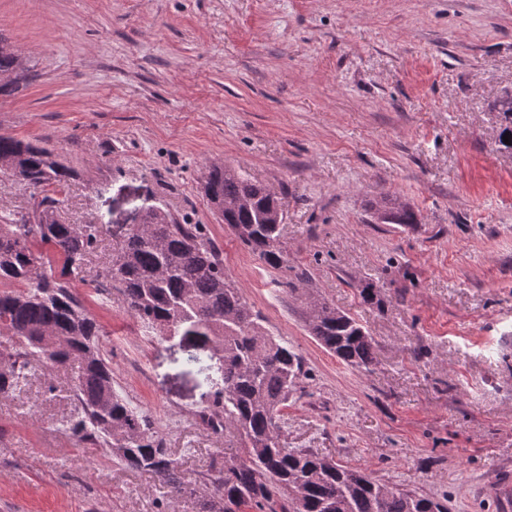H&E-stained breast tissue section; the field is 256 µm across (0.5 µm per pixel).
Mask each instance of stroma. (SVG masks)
<instances>
[{
    "mask_svg": "<svg viewBox=\"0 0 512 512\" xmlns=\"http://www.w3.org/2000/svg\"><path fill=\"white\" fill-rule=\"evenodd\" d=\"M30 76L0 97V134L52 150L65 182L0 176V220L49 195L66 224H108L73 282L116 390L164 435L196 493L225 452L199 420L210 389L180 338L95 292L115 238L152 209L198 224L266 331L300 355L281 409L292 448L333 456L447 512H503L512 473V153L493 103L512 93V0H0ZM280 198L288 270L212 210L211 164ZM418 224L380 223L384 196ZM294 286H287V279ZM380 303H364L361 281ZM356 318L370 370L306 328V298ZM63 373L0 397V512H160L166 489L62 426Z\"/></svg>",
    "mask_w": 512,
    "mask_h": 512,
    "instance_id": "1",
    "label": "stroma"
}]
</instances>
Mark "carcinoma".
<instances>
[{"label": "carcinoma", "mask_w": 512, "mask_h": 512, "mask_svg": "<svg viewBox=\"0 0 512 512\" xmlns=\"http://www.w3.org/2000/svg\"><path fill=\"white\" fill-rule=\"evenodd\" d=\"M17 60L0 36V74L13 71ZM495 111L499 145L512 150V139H503L512 134L511 93L497 99ZM0 174L31 186L71 176L51 150L4 135ZM205 194L245 248L268 267L288 270L281 227L266 220L281 207L273 191L214 166L205 176ZM56 211L57 200L44 198L33 218L0 224V396L21 388L34 367L46 372L50 391L53 370H67L75 398L66 418L71 435L107 445L126 468L156 475L175 500L193 491L191 483L149 418L114 390L99 327L71 285L108 225L64 224ZM375 214L385 224L417 223L412 208L390 197ZM105 280L146 328L223 353L221 387L199 419L213 433L233 437L240 454L211 467L212 493L200 500L199 512H444L432 499L388 487L365 470L288 447L279 410L304 377L300 356L266 333L198 225L147 212L145 223L115 243ZM318 305L322 311L306 319L311 336L347 365L371 366L375 347L368 331L328 302L310 301V307Z\"/></svg>", "instance_id": "cac0c4a2"}]
</instances>
